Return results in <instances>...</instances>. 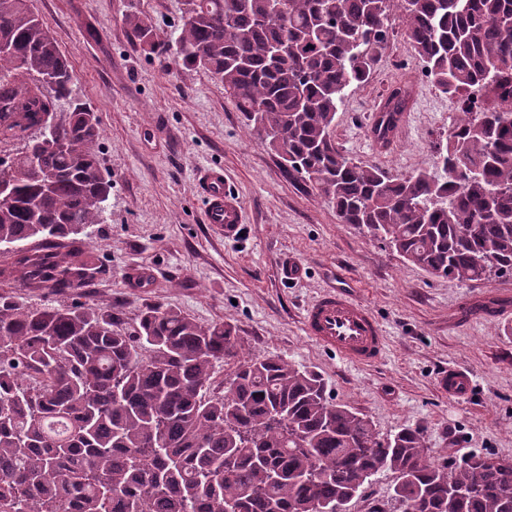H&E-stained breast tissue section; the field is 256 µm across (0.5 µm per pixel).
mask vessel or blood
<instances>
[{"instance_id": "1", "label": "vessel or blood", "mask_w": 512, "mask_h": 512, "mask_svg": "<svg viewBox=\"0 0 512 512\" xmlns=\"http://www.w3.org/2000/svg\"><path fill=\"white\" fill-rule=\"evenodd\" d=\"M195 190L205 206V221L216 226L225 239L238 237L244 211L219 165L201 168L195 177ZM305 335L323 349L332 351L346 364L371 366L386 354L385 331L373 312L342 283L322 290L301 310ZM437 385L452 400L471 397L476 389L474 376L465 369L442 371Z\"/></svg>"}]
</instances>
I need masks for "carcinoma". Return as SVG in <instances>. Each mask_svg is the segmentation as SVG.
<instances>
[{
    "mask_svg": "<svg viewBox=\"0 0 512 512\" xmlns=\"http://www.w3.org/2000/svg\"><path fill=\"white\" fill-rule=\"evenodd\" d=\"M176 62L224 91L285 171L331 198L354 224L431 276L512 275V0H183ZM398 18L444 93L490 91L439 146L436 169L393 177L336 149L347 88L373 72ZM141 45L165 46L140 17ZM0 143L40 128L70 95L71 72L30 0H0ZM55 77L53 95L34 76ZM412 89L381 102V137ZM62 147L43 152L50 187L24 150L6 157L14 197L0 204V282L56 292L100 272L84 241L103 221L112 181L99 175L97 117L73 103ZM39 241L33 250L22 244ZM234 371L204 398L214 364ZM470 454L436 463L424 432L383 436L326 395L316 372L253 357L233 330L147 303L134 332L90 306L33 307L0 294V512H326L391 472L399 512H512V476Z\"/></svg>",
    "mask_w": 512,
    "mask_h": 512,
    "instance_id": "carcinoma-1",
    "label": "carcinoma"
}]
</instances>
